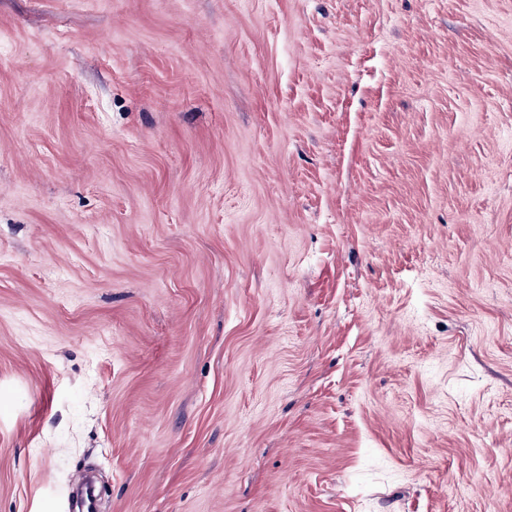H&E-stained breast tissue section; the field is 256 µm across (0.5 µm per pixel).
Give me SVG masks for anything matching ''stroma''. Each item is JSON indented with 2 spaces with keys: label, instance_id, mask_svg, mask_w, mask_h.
<instances>
[{
  "label": "stroma",
  "instance_id": "obj_1",
  "mask_svg": "<svg viewBox=\"0 0 512 512\" xmlns=\"http://www.w3.org/2000/svg\"><path fill=\"white\" fill-rule=\"evenodd\" d=\"M512 512V0H0V512Z\"/></svg>",
  "mask_w": 512,
  "mask_h": 512
}]
</instances>
